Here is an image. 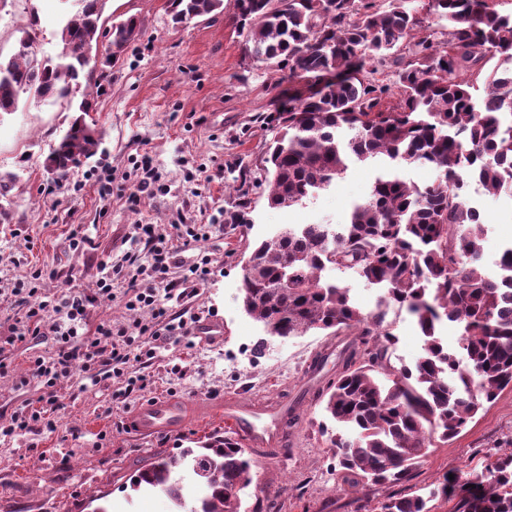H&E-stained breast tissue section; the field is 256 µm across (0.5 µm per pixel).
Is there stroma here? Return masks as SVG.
I'll list each match as a JSON object with an SVG mask.
<instances>
[{"label":"stroma","instance_id":"stroma-1","mask_svg":"<svg viewBox=\"0 0 512 512\" xmlns=\"http://www.w3.org/2000/svg\"><path fill=\"white\" fill-rule=\"evenodd\" d=\"M74 0H0V54L15 50L20 30H29L41 59L56 57L57 37ZM136 16L137 39L123 52L109 82L93 90L89 116L100 137L98 152L60 180L45 168L75 114L61 102L22 100L17 112L0 116V179L9 183L10 209L0 221V277L22 281L44 269L48 294L91 292L102 263L120 259L125 235L135 224L160 231L175 224H209L239 194L251 202L250 221L228 224L202 242L211 258L205 285L187 289L172 302L184 319L201 317L222 325L224 337L202 340L197 333L159 335L156 354L144 368V390L123 397L121 376L92 383L89 371L73 368L54 387L27 373L29 358L51 356L52 342L19 343L0 355V427L23 407H45L52 428L0 437V512H89L91 496L104 498L109 512H173L168 497L156 492L130 499L127 478L153 453H179L204 435L225 427L222 414L193 419L176 434L139 438L129 416L153 397H176L221 405L232 396L259 407L288 405L298 415L288 442L252 453L253 482L245 512H380L394 495H428L444 475L466 481L497 457L512 453V388L468 421L448 446L430 449L413 478L399 485H376L357 493L339 488L336 458L318 428L324 399L318 393L342 366L344 336L311 331L288 340L265 339L260 323L246 314L240 287L248 246L292 224H346L353 203L364 200L378 173L354 163L342 179L316 199L290 210L268 207L260 187V162L273 129L279 76L253 62L235 20L234 0L224 10L172 25L168 0H109L105 18ZM150 154L161 179L156 196L133 201L138 163ZM112 168V194L100 197L88 178L94 167ZM206 174H199V166ZM81 184L63 192V184ZM486 226L483 268L495 275L501 249L512 243V199L478 194ZM82 225L94 247L82 254L69 248L73 225ZM327 278L350 288L366 312L385 307L395 334L388 362L412 366L423 339L405 309L384 304L383 292L353 272L330 270ZM139 321L157 332L150 312L131 311L122 288L102 298L87 318L99 324ZM262 353H255L256 344ZM327 355L324 369L308 366Z\"/></svg>","mask_w":512,"mask_h":512}]
</instances>
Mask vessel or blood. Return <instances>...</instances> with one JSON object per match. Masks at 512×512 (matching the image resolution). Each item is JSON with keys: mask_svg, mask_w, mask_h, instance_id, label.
Wrapping results in <instances>:
<instances>
[{"mask_svg": "<svg viewBox=\"0 0 512 512\" xmlns=\"http://www.w3.org/2000/svg\"><path fill=\"white\" fill-rule=\"evenodd\" d=\"M204 402L191 403L177 398H161L140 406L131 417L133 430L141 437H154L181 429L194 415L208 413ZM224 419L241 437L244 445L261 449L284 443L281 429L285 422L284 408H274L270 417L234 399L224 402Z\"/></svg>", "mask_w": 512, "mask_h": 512, "instance_id": "1", "label": "vessel or blood"}]
</instances>
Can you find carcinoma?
<instances>
[{"instance_id": "cac0c4a2", "label": "carcinoma", "mask_w": 512, "mask_h": 512, "mask_svg": "<svg viewBox=\"0 0 512 512\" xmlns=\"http://www.w3.org/2000/svg\"><path fill=\"white\" fill-rule=\"evenodd\" d=\"M107 0H80L58 31L57 61L37 59L28 30L17 50L0 56V114L15 112L21 95L76 103L81 116L53 147L46 168L63 178L94 156L100 139L84 119L93 111L89 85L112 77L119 57L105 54L90 70L88 52L102 36L128 41L139 28L128 16L102 30ZM246 31L245 53L281 72L275 136L262 160L267 203L302 205L328 189L351 159L384 170L367 198L353 205L339 230L297 224L257 241L240 288L245 312L276 322L280 335L311 330L353 336L343 371L325 392L322 435L328 436L343 485L409 481L431 447L454 439L468 419L512 387V244L499 257V279L483 272L486 228L465 201L470 182L496 196L512 187V15L490 0H236ZM224 11V0H169L172 23ZM443 31L433 42L429 18ZM494 67H489L491 61ZM392 68L400 101L385 105L390 86L377 78ZM428 164L435 179L419 187L395 166ZM246 202L224 211V223L246 224ZM352 271L385 289L406 309L423 337L413 366L387 364L394 339L386 312L364 313L349 288L323 279L328 269ZM461 328L460 366L437 334L443 322ZM337 433H329V424ZM350 432L349 438L343 432ZM251 459L231 436L199 450L158 454L129 477L134 492L161 490L174 512H241ZM200 493L186 498L183 474ZM454 512H512V454L473 475L443 483L429 497H392L382 512H431L437 495Z\"/></svg>"}]
</instances>
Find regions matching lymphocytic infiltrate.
<instances>
[{"instance_id":"lymphocytic-infiltrate-1","label":"lymphocytic infiltrate","mask_w":512,"mask_h":512,"mask_svg":"<svg viewBox=\"0 0 512 512\" xmlns=\"http://www.w3.org/2000/svg\"><path fill=\"white\" fill-rule=\"evenodd\" d=\"M216 230L213 224H178L172 232L161 233L150 224L132 225L127 235L130 251L124 256L126 308L149 310L154 319L163 323L168 335H181L185 324L170 317L168 303L183 285H201L210 273L207 256L201 254L189 262L184 254L209 239ZM175 269L180 270V277H172ZM43 278L44 273L39 269L30 274L27 295L32 302L23 316L0 332V354L19 342L49 339L55 346L54 353L35 357L28 365L32 377L44 385L54 386L78 362L87 369L96 365L101 373L125 376V394L143 390L146 378L138 373L137 367L153 358L155 348L151 342H141L138 350H131L129 330L124 326L102 324L92 337L82 334L89 308L95 305L98 296L112 293L111 273H104L100 278L94 296L75 292L43 297L40 291Z\"/></svg>"}]
</instances>
